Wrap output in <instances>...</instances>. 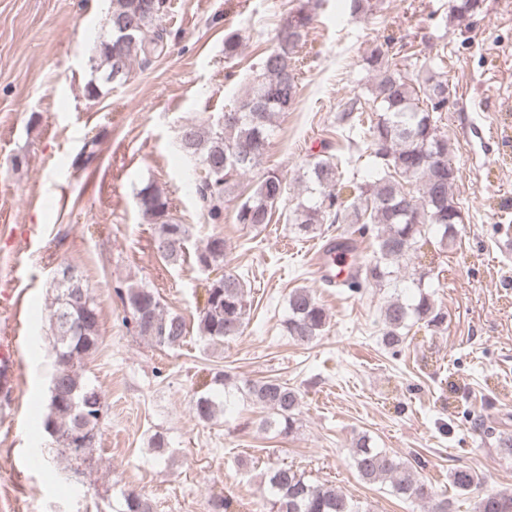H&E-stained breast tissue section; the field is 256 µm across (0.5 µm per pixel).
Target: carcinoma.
Wrapping results in <instances>:
<instances>
[{
  "label": "carcinoma",
  "mask_w": 512,
  "mask_h": 512,
  "mask_svg": "<svg viewBox=\"0 0 512 512\" xmlns=\"http://www.w3.org/2000/svg\"><path fill=\"white\" fill-rule=\"evenodd\" d=\"M165 0H110L105 33L93 45L89 58L94 77L85 86L86 96L96 99L115 69H123L119 82L128 80L133 64L145 67L165 49V30L160 26ZM482 0H455L450 17L457 22L480 13ZM296 23L286 22L277 44L259 62V72L245 94L230 111L239 117L220 126L215 119L189 122L178 133V148L189 160L198 161L207 178L196 184V194L208 218L220 223L224 196L238 179L260 170L271 141L275 119L292 109L298 92L296 49L306 37L311 18L299 12ZM386 38L365 57L370 74L371 104L363 106L353 98L336 115V126L355 135L351 143L370 148L366 173L343 180L336 155L324 151L309 160L300 182L302 193L290 210V230L310 237L324 224H344L336 248L355 249L351 235L374 233L375 255L357 262L342 286L361 292L365 288L397 286V273L410 262L419 244L431 240L445 246L457 236L464 223L462 210L452 188L456 172L449 159L448 133L440 126L448 111V84L429 69L421 83L414 84L402 74L390 55ZM375 118L358 127L356 113L365 109ZM262 171V170H260ZM416 185L418 195L404 190ZM136 199L142 214L158 226L154 242L168 262L182 259L187 238L185 225L176 222L169 197L152 183L138 189ZM287 200V185L274 170H264L253 191L239 203L236 220L254 229L272 219L273 210ZM226 255L224 238L211 235L195 250V261L206 271ZM73 286L84 288L82 302L71 301L69 287L52 285L49 326L54 361L50 379H59L62 396L48 398L49 413L42 428L58 445L55 458L80 466L90 460L92 440L81 446L82 458L67 451L85 415L104 412L103 392L83 379L80 367L98 349L99 310L89 288L81 280ZM412 294L395 293L383 309L382 343L395 350L402 346L412 326L440 328L446 315L436 306L432 280L424 272L412 278ZM136 333L160 348L180 346L187 333L184 319L165 309L158 292L146 284H130L118 291ZM68 314L70 325L55 319ZM248 315L247 293L238 276L226 272L206 288V301L197 317L201 339L221 344L242 333ZM329 325L326 309L305 287L288 295L284 330L292 340L308 344L323 335ZM246 402L267 412L263 425L281 435L291 434L300 414V393L277 379L241 381L217 371L196 393L193 409L198 419L212 421L224 414L230 399ZM358 477L370 484L387 487L394 497L423 505L424 512H448V496L438 493L412 462L372 444L366 436L348 449ZM449 480L458 494L467 495L482 479L468 468L450 472ZM264 498L270 512H369L335 486L308 479L288 465L272 466L265 475ZM210 512H236L234 497L215 496ZM154 512L152 501L134 489L123 490L116 512ZM476 512H512V492L490 491L476 502Z\"/></svg>",
  "instance_id": "cac0c4a2"
}]
</instances>
